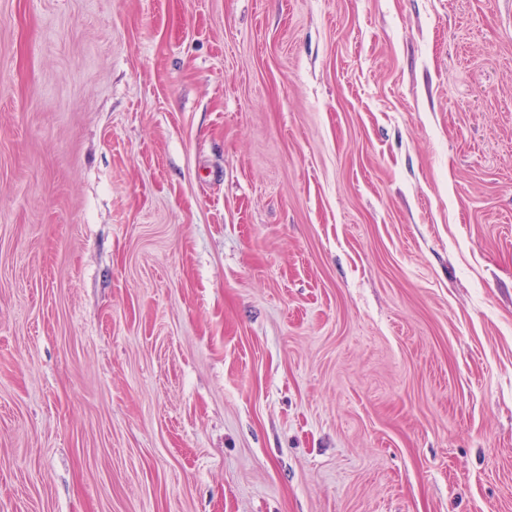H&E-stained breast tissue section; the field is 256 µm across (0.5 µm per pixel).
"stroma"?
Masks as SVG:
<instances>
[{"mask_svg":"<svg viewBox=\"0 0 512 512\" xmlns=\"http://www.w3.org/2000/svg\"><path fill=\"white\" fill-rule=\"evenodd\" d=\"M0 512H512V0H0Z\"/></svg>","mask_w":512,"mask_h":512,"instance_id":"35a3bbf8","label":"stroma"}]
</instances>
